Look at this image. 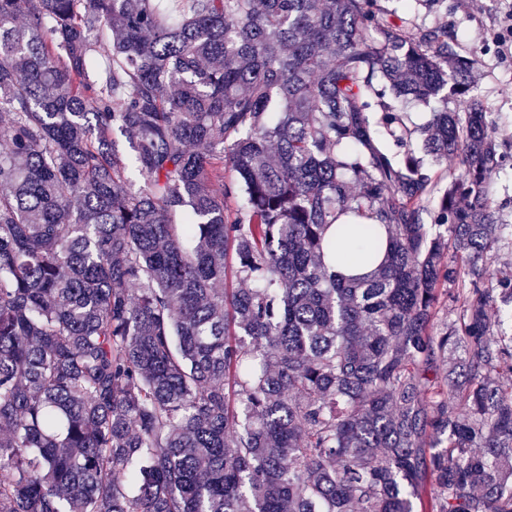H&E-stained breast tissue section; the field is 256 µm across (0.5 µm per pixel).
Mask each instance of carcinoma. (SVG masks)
<instances>
[{
	"instance_id": "1",
	"label": "carcinoma",
	"mask_w": 512,
	"mask_h": 512,
	"mask_svg": "<svg viewBox=\"0 0 512 512\" xmlns=\"http://www.w3.org/2000/svg\"><path fill=\"white\" fill-rule=\"evenodd\" d=\"M400 2L0 0V512H512L504 154Z\"/></svg>"
}]
</instances>
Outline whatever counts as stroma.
I'll use <instances>...</instances> for the list:
<instances>
[{
  "label": "stroma",
  "mask_w": 512,
  "mask_h": 512,
  "mask_svg": "<svg viewBox=\"0 0 512 512\" xmlns=\"http://www.w3.org/2000/svg\"><path fill=\"white\" fill-rule=\"evenodd\" d=\"M511 7L507 0H482L480 10L472 14L451 8L421 13L420 19L428 25L452 27L458 52L473 53L479 59L474 79L485 108L496 119L494 136L506 144L508 153L492 179V197L499 222L512 225V57H500L493 41Z\"/></svg>",
  "instance_id": "stroma-1"
}]
</instances>
